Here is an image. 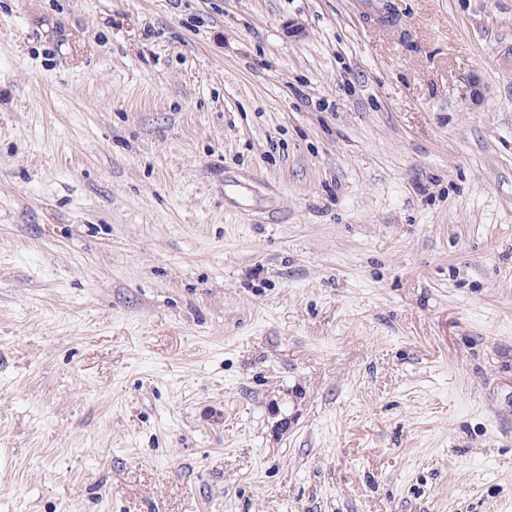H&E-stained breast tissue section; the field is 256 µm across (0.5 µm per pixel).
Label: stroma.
Masks as SVG:
<instances>
[{
	"label": "stroma",
	"instance_id": "stroma-1",
	"mask_svg": "<svg viewBox=\"0 0 512 512\" xmlns=\"http://www.w3.org/2000/svg\"><path fill=\"white\" fill-rule=\"evenodd\" d=\"M0 512H512V0H0ZM224 196L232 200L240 211L261 210V204L250 186L236 177H224Z\"/></svg>",
	"mask_w": 512,
	"mask_h": 512
}]
</instances>
